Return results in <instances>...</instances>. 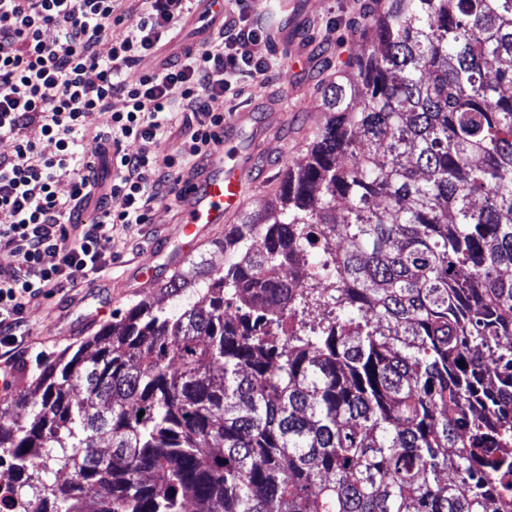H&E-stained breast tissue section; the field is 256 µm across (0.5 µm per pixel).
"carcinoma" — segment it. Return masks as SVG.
Listing matches in <instances>:
<instances>
[{"label": "carcinoma", "instance_id": "cac0c4a2", "mask_svg": "<svg viewBox=\"0 0 512 512\" xmlns=\"http://www.w3.org/2000/svg\"><path fill=\"white\" fill-rule=\"evenodd\" d=\"M274 201L0 402L34 512H512V0H385ZM333 234L336 320L296 329ZM262 239V248L254 246ZM464 366H459V362ZM144 415H139V412Z\"/></svg>", "mask_w": 512, "mask_h": 512}]
</instances>
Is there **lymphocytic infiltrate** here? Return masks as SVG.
<instances>
[{
    "mask_svg": "<svg viewBox=\"0 0 512 512\" xmlns=\"http://www.w3.org/2000/svg\"><path fill=\"white\" fill-rule=\"evenodd\" d=\"M123 0H0V249L17 264L0 272V390L26 350V307L64 284L101 274L112 237L136 239L150 205L178 199L183 168L208 156L224 123V96L277 66L262 26L230 11L215 37L187 46L136 82L124 76L170 42L194 0H142L136 29L116 35ZM109 41L107 55L98 46ZM123 102L113 109V98ZM109 115L93 153L81 150L85 117ZM195 122L173 152L158 156L183 113ZM53 143L42 154L40 141ZM136 151H127V142ZM67 181V196L58 185Z\"/></svg>",
    "mask_w": 512,
    "mask_h": 512,
    "instance_id": "obj_1",
    "label": "lymphocytic infiltrate"
}]
</instances>
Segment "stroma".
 <instances>
[{
    "label": "stroma",
    "mask_w": 512,
    "mask_h": 512,
    "mask_svg": "<svg viewBox=\"0 0 512 512\" xmlns=\"http://www.w3.org/2000/svg\"><path fill=\"white\" fill-rule=\"evenodd\" d=\"M382 4L383 0H288L283 8L276 0H244L249 18L272 33L268 52L278 64L275 73L247 79L237 96L224 101L229 114L250 109L253 126L263 132L271 150L254 161L258 187L249 194L247 211L272 196L288 167L302 161L323 122L319 83L346 75L345 61L364 49L359 22ZM223 236L219 228L210 241L187 248L172 202L154 204L138 243L115 231L112 263L99 277L25 309L30 352L15 373L14 394L29 391L45 364L94 335L112 314L146 298V290L139 288L133 275L137 261L154 256L158 278L164 282L172 275L168 264L176 257L223 264V254L213 246Z\"/></svg>",
    "instance_id": "stroma-1"
}]
</instances>
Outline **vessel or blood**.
<instances>
[{"label": "vessel or blood", "mask_w": 512, "mask_h": 512, "mask_svg": "<svg viewBox=\"0 0 512 512\" xmlns=\"http://www.w3.org/2000/svg\"><path fill=\"white\" fill-rule=\"evenodd\" d=\"M251 168L248 156L225 166L224 148L216 146L178 202L181 231L189 244H200L209 230L227 223L245 208L244 184Z\"/></svg>", "instance_id": "b4317fda"}]
</instances>
